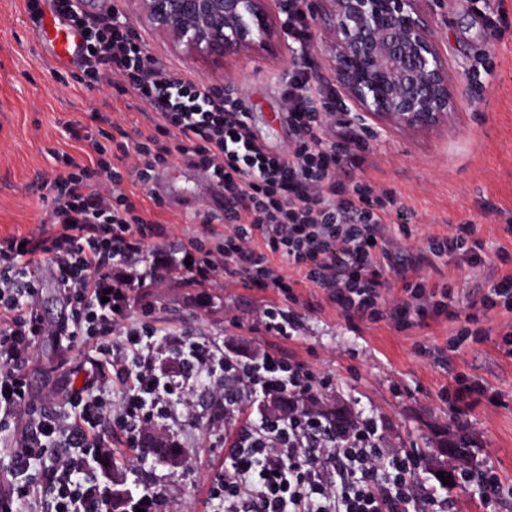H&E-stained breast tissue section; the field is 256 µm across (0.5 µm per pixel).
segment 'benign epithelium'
<instances>
[{
    "instance_id": "7a95c632",
    "label": "benign epithelium",
    "mask_w": 512,
    "mask_h": 512,
    "mask_svg": "<svg viewBox=\"0 0 512 512\" xmlns=\"http://www.w3.org/2000/svg\"><path fill=\"white\" fill-rule=\"evenodd\" d=\"M142 19L175 48L216 63L273 51L282 25L271 0H133ZM312 26L336 84L387 130L448 126L460 103L451 87L430 0H309Z\"/></svg>"
}]
</instances>
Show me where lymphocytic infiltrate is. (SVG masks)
Segmentation results:
<instances>
[{
	"label": "lymphocytic infiltrate",
	"instance_id": "lymphocytic-infiltrate-1",
	"mask_svg": "<svg viewBox=\"0 0 512 512\" xmlns=\"http://www.w3.org/2000/svg\"><path fill=\"white\" fill-rule=\"evenodd\" d=\"M53 5L83 34L89 85L134 91L156 120L152 134L113 152L92 139L94 166L72 163L67 175L50 183L48 234L0 239V430L26 420L11 443L13 469L39 471L36 483L10 484L0 495V512H13L14 500L36 490L45 494L49 512H105L103 490L85 478L91 460L107 454L98 427L119 428L123 445L138 447L141 429L160 415L159 404L179 392L155 374L156 359L168 347H181L204 379L218 362L208 347L161 336L148 320L131 317V296L144 281L138 265L147 241L166 229L146 219L124 193L121 164L132 163L144 185L174 158L210 170L224 191L225 232L210 227L205 235L188 236L187 258L176 266L196 282L221 275L276 290L280 306L257 318L265 331L288 336L291 323L282 306L297 302L303 284L323 289L352 323L385 321L405 331L429 320H457L450 341L455 350L480 336V315L512 314L511 258L502 252L490 261L472 224L430 236L419 258L486 270L490 284L480 314L460 316L450 284L401 275V255L389 249L387 236L395 228L410 237L416 213L391 190L345 181L347 169L366 161L364 131L337 112L335 88L319 81L309 57L293 62L279 88L288 145L273 153L254 135L243 96L159 65L120 12L86 13L78 0ZM41 253L51 255L72 305L62 329L67 344L94 343L97 381L115 377L126 388L116 417L107 416L97 395L65 420L35 411L22 366L44 324L38 283L22 274ZM396 285L401 293L395 297ZM116 334L134 349L130 364H119L112 354ZM220 362L224 385L217 393L228 426L239 422L252 399L314 398L331 384L303 364L270 355L245 363L228 355ZM420 467L414 452L384 448L372 418H360L356 430L339 439L322 412L294 409L285 417L262 418L241 435L213 496L223 501L224 512H453L448 499L413 495Z\"/></svg>",
	"mask_w": 512,
	"mask_h": 512
}]
</instances>
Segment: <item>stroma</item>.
<instances>
[{
  "label": "stroma",
  "mask_w": 512,
  "mask_h": 512,
  "mask_svg": "<svg viewBox=\"0 0 512 512\" xmlns=\"http://www.w3.org/2000/svg\"><path fill=\"white\" fill-rule=\"evenodd\" d=\"M121 9L161 65L219 87L233 79L254 133L274 150L285 147L288 129L276 119L284 109L279 83L300 51L288 33H281L275 55L246 56L226 68L172 49L139 19L130 0H122ZM436 10L448 69L463 91L461 106L439 131L411 136L366 126V161L349 175L393 190L416 212L415 248L425 247L429 235L468 221L488 256L502 250L512 258V0H439ZM33 25L25 0H0V238L39 235L50 211L47 181L67 173L68 160L95 161L89 142L73 138L69 125L93 133L107 118L133 136L151 133L154 124L152 112L133 94L97 90L85 82L82 69L46 57L30 38ZM166 170L165 195L144 188L128 171L122 188L148 218L168 228L165 237L150 241L148 255L173 258L199 229L200 214L212 215L216 230H223L224 199L207 192L203 169L175 160ZM30 269L39 284L37 308L45 331L25 372L37 411L67 416L74 411L76 390L91 374L92 354L82 344L69 350L60 344L57 329L70 319L72 307L54 265L41 256ZM421 273L432 282H452L464 315L478 309L488 286L479 270L452 263L425 265ZM277 300L274 290L220 275L191 285L182 270L167 268L137 290L132 307L148 308L157 328L215 353L250 359L282 354L329 375L332 384L320 393L322 404L373 416L386 447L415 450L438 431L465 427L478 442L473 468L494 471L512 485V354L498 346L502 315L481 320L483 341L451 351L447 344L456 321H430L403 332L384 321L355 327L318 288L300 289L298 303L289 305L295 329L285 339L256 326L263 305ZM156 373L177 376L185 399L164 405L141 437L188 449V457L140 458L116 438L111 462L91 466L90 477L137 497L147 489L164 490L160 512H222L212 490L237 434L225 427L224 411L212 394L224 373L216 371L209 383H201L176 353L160 356ZM461 377L486 389L480 403L463 412L444 395Z\"/></svg>",
  "instance_id": "obj_1"
}]
</instances>
